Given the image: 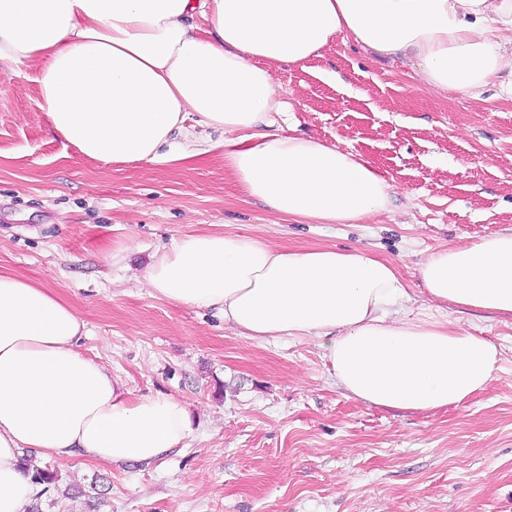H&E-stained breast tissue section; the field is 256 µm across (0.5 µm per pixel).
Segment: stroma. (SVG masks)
<instances>
[{"label": "stroma", "instance_id": "35a3bbf8", "mask_svg": "<svg viewBox=\"0 0 512 512\" xmlns=\"http://www.w3.org/2000/svg\"><path fill=\"white\" fill-rule=\"evenodd\" d=\"M274 77L283 132L368 160L391 186L386 211L359 224L275 214L219 153L176 168L92 160L54 131L37 84L0 65V272L68 301L86 324L79 351L130 399L169 394L196 417L185 448L147 466L52 461L41 512H512V314L437 301L418 277L439 249L512 232V101L494 86L435 93L406 60L342 36ZM200 231L385 259L412 290L408 317L493 342L498 368L437 412L350 398L314 339L250 338L145 287L153 253Z\"/></svg>", "mask_w": 512, "mask_h": 512}]
</instances>
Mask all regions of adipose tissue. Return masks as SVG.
<instances>
[{
	"instance_id": "1",
	"label": "adipose tissue",
	"mask_w": 512,
	"mask_h": 512,
	"mask_svg": "<svg viewBox=\"0 0 512 512\" xmlns=\"http://www.w3.org/2000/svg\"><path fill=\"white\" fill-rule=\"evenodd\" d=\"M342 35L408 58L441 93L493 83L512 100V0H0V63L32 72L42 111L82 155L175 167L220 151L248 196L318 224L360 222L390 196L360 155L275 129L274 66L321 57ZM418 274L437 300L512 313V232L434 252ZM143 279L248 336L316 339L337 383L376 406L448 407L499 362L482 337L404 318L405 283L361 253L192 233L158 249ZM85 327L54 290L0 272V512L33 499L22 449L148 465L194 432L182 399H129L121 377L82 355Z\"/></svg>"
}]
</instances>
